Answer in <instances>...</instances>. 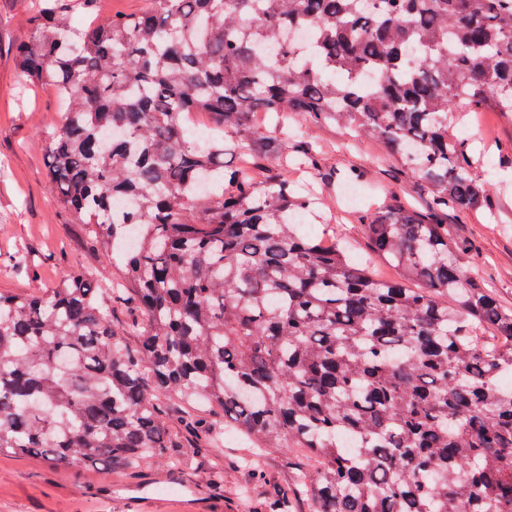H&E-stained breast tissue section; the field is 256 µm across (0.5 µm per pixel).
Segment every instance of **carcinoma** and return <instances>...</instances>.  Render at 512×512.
I'll return each instance as SVG.
<instances>
[{"label":"carcinoma","mask_w":512,"mask_h":512,"mask_svg":"<svg viewBox=\"0 0 512 512\" xmlns=\"http://www.w3.org/2000/svg\"><path fill=\"white\" fill-rule=\"evenodd\" d=\"M98 2L37 0L18 59L65 100L57 202L119 275L0 292V452L170 466L172 398L210 444L230 427L300 449L311 512H512V306L448 224L491 206L454 126L460 107L512 112V0H150L74 33ZM194 112L235 138L233 170ZM258 112L374 138L415 173L421 207L360 215L398 279L302 232L319 199L274 167L320 153ZM6 266L35 273L23 250Z\"/></svg>","instance_id":"1"}]
</instances>
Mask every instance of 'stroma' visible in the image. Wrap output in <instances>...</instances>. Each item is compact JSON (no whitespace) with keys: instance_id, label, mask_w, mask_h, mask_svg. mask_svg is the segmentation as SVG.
<instances>
[{"instance_id":"stroma-1","label":"stroma","mask_w":512,"mask_h":512,"mask_svg":"<svg viewBox=\"0 0 512 512\" xmlns=\"http://www.w3.org/2000/svg\"><path fill=\"white\" fill-rule=\"evenodd\" d=\"M32 0H0V256L22 249L39 261L36 274L0 270V290L42 294L76 267L97 277L114 275L110 257L89 251L86 229L60 208L46 176L48 131L63 103L53 89L28 85L14 65L13 51L32 33ZM299 133L323 146L319 171L306 175L322 205L304 218L314 237L346 241L354 257L369 254L358 217L370 203L413 201L414 174L388 160L378 142L310 122ZM472 143L479 173L491 183L492 209L449 216L454 233L475 245L471 268L498 299L512 306V116L489 110L466 113L457 128ZM364 172L359 196L346 201L332 191V174ZM167 425L177 444L172 454L192 460L191 469L92 472L77 461L52 464L38 457L0 453V512H130L133 491L159 494L160 512H268L280 489L296 478L292 450L249 455L238 438L204 447L181 424L180 405L168 401Z\"/></svg>"}]
</instances>
